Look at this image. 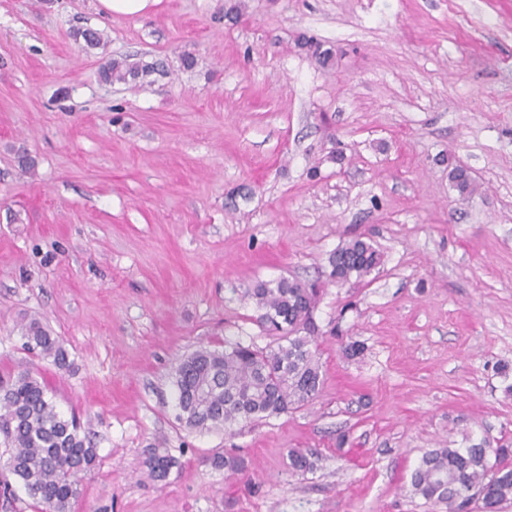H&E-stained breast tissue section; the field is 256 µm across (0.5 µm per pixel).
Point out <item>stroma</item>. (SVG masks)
Returning <instances> with one entry per match:
<instances>
[{"label":"stroma","instance_id":"1","mask_svg":"<svg viewBox=\"0 0 512 512\" xmlns=\"http://www.w3.org/2000/svg\"><path fill=\"white\" fill-rule=\"evenodd\" d=\"M240 4L232 25L224 0L142 16L0 0V373L40 368L91 431L99 462L72 512H445L410 492L423 453L512 441V375L494 371L512 365V0ZM86 26L99 47L73 37ZM129 55L169 73L99 81ZM359 234L384 260L324 288L314 403L231 433L185 427L180 359L228 338L276 347L248 288L320 278ZM31 318L61 336L68 371L24 350ZM159 443L180 462L163 483L142 464ZM292 448L315 468L292 472ZM224 451L246 474L212 466Z\"/></svg>","mask_w":512,"mask_h":512}]
</instances>
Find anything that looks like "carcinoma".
Wrapping results in <instances>:
<instances>
[{"instance_id":"cac0c4a2","label":"carcinoma","mask_w":512,"mask_h":512,"mask_svg":"<svg viewBox=\"0 0 512 512\" xmlns=\"http://www.w3.org/2000/svg\"><path fill=\"white\" fill-rule=\"evenodd\" d=\"M73 37L90 48L103 40L102 33L90 27L77 28ZM298 47L323 65L331 60L312 37L299 36ZM165 74L161 59L114 58L99 67L98 78L105 84H137ZM449 178L461 198L476 192L463 167L454 166ZM381 264V252L359 235L332 253L323 283L286 278L256 283L247 296L257 312L256 322L278 335L277 347L260 349L226 340L222 349L201 347L186 356L174 375L179 420L190 429L232 432L240 424L312 404L324 384L320 330L314 319L324 283L343 286L371 275ZM20 331L30 353L59 370L69 369L63 342L46 324L31 319L20 325ZM0 434L5 444L0 467L15 478L0 481V495L6 500L14 497L15 482L40 512H71L80 495L79 476L95 467L98 449L75 416L67 418L57 410L48 386L29 370L0 379ZM511 454L509 444L486 438L464 448L431 449L411 475V494L442 504L447 512H469L473 502L482 503L484 512H499L512 502ZM288 460L295 472L315 467L313 456L299 450L288 451ZM212 464L231 475L246 470L244 459L231 453L213 456ZM143 465L152 481L162 483L178 460L154 446L146 450Z\"/></svg>"}]
</instances>
